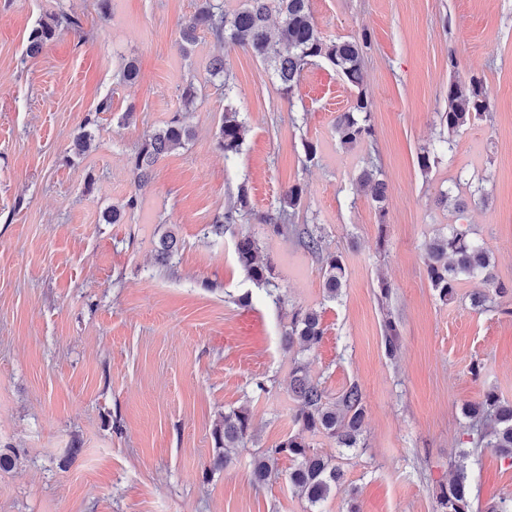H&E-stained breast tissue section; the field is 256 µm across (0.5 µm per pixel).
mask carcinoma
<instances>
[{
	"instance_id": "cac0c4a2",
	"label": "carcinoma",
	"mask_w": 512,
	"mask_h": 512,
	"mask_svg": "<svg viewBox=\"0 0 512 512\" xmlns=\"http://www.w3.org/2000/svg\"><path fill=\"white\" fill-rule=\"evenodd\" d=\"M62 24L75 32L82 28L80 19L71 15L51 23L40 22L29 32L26 54H38L55 38L57 28ZM199 30L209 32L219 43L250 50L272 70L281 92L288 97L294 93L302 71L310 61L316 58L328 61L350 87L358 89L351 110L336 117V140L344 148H353L373 135L371 103L360 90L362 61L371 47L368 31L349 39H326L312 22L309 0H243L231 13L224 10L223 0H199L194 15L181 31L184 52H189ZM447 95L448 111L441 116V123L450 134L481 119L491 107L483 82L475 75L466 81L450 82ZM93 125L94 120L89 116L79 125L74 137L75 153L81 154L88 149ZM192 135V129L178 118L147 133L131 159L137 183H147L156 162L184 146ZM245 135L246 126L238 112L226 109L216 133L217 147L224 152V158L229 159L240 152ZM357 183L369 192L380 218H385L386 184L379 179L378 172L369 168L362 170ZM302 194L303 189L297 184L286 188L280 197L278 216L265 215L260 221L269 225L275 234L290 232L297 236L303 247L320 261L325 293L328 298L335 299L346 282L341 256L324 252L320 227L299 229L286 224L290 211L300 205ZM250 212L249 188L242 183L224 212L214 217L211 232L224 235L230 225ZM175 243L171 234L160 239L159 263L170 261ZM234 252L245 277L265 289L268 295H273L276 290L274 267L270 261L261 259L258 240L249 233H241L234 241ZM424 254L431 288L443 302L454 297L457 285L464 278L480 277L495 292H506V288L496 281L489 253L472 238L470 228L463 224L448 225L447 233L435 236L425 245ZM323 335L317 311L299 309L292 314L282 334V344L297 351L292 366L291 392L297 402L294 421L298 430L274 447L257 452L251 469V482L255 485L285 477L292 492L306 500L312 509L320 508L329 498L342 473L336 464V456L317 451L311 446V438L322 435L338 448L352 449L360 442L364 423L363 393L358 385H349L336 401L329 402L321 386L307 376L305 354L320 344ZM398 341L397 325L388 318L384 339L387 356L395 355ZM466 416L470 419L469 430L475 447L491 448L512 459V403L501 400L495 391L489 390L482 401L467 407ZM212 436L218 449L213 466L219 468L230 460V449L241 448L250 439L248 412L243 409L225 412L215 423ZM283 459L291 462L285 469L280 468ZM438 503L440 512H472L464 470H459L447 485L441 487Z\"/></svg>"
}]
</instances>
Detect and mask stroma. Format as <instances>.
<instances>
[{
	"label": "stroma",
	"mask_w": 512,
	"mask_h": 512,
	"mask_svg": "<svg viewBox=\"0 0 512 512\" xmlns=\"http://www.w3.org/2000/svg\"><path fill=\"white\" fill-rule=\"evenodd\" d=\"M98 3L0 0V452L14 459L0 470V512H309L285 479H250L254 454L297 430L294 355L280 338L300 308L319 311L324 329L309 378L331 401L353 383L364 396L359 448L313 440L344 473L324 512H437L461 465L473 512L512 494V464L489 448L471 454L463 414L491 388L512 402V0H309L327 38L371 33L374 136L351 149L333 123L357 91L327 61L306 65L287 98L260 59L206 31L180 52L197 0H111L106 17ZM65 13L81 33L58 29L27 56L32 27ZM217 55L232 92L207 72ZM131 58L139 78L128 85L118 71ZM473 75L491 110L448 136V84ZM190 82L198 96L187 108ZM105 97L110 111L97 112ZM130 108L133 122L121 123ZM228 108L248 129L229 161L216 145ZM91 111L94 140L78 155L74 133ZM176 116L193 137L135 187L134 153ZM370 163L387 184L382 215L355 183ZM243 182L251 214L213 235ZM293 184L303 189L294 223L318 225L346 267L337 298L295 235L257 221ZM450 189L465 212L438 205ZM132 196L123 223L103 221ZM459 222L510 290L486 309L470 305L480 280H462L444 302L427 278L425 242ZM170 232L178 249L163 265L155 248ZM242 232L273 264L277 297L239 269ZM388 317L399 332L392 358ZM233 408L248 411L253 437L215 469L212 429Z\"/></svg>",
	"instance_id": "35a3bbf8"
}]
</instances>
